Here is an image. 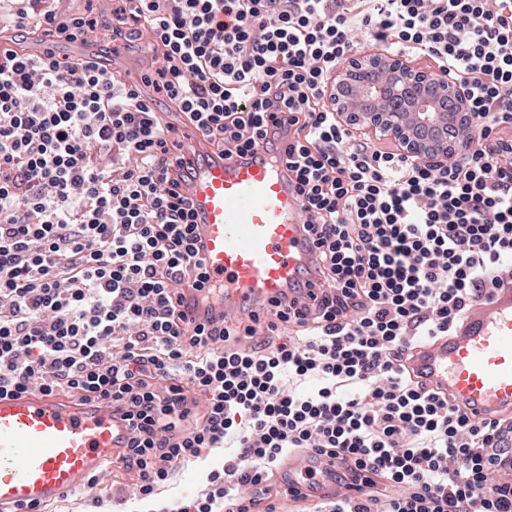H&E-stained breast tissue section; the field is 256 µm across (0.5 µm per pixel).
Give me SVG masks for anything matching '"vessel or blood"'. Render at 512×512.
<instances>
[{"label":"vessel or blood","instance_id":"1","mask_svg":"<svg viewBox=\"0 0 512 512\" xmlns=\"http://www.w3.org/2000/svg\"><path fill=\"white\" fill-rule=\"evenodd\" d=\"M181 134L183 161L194 170L181 191L194 204L201 261L224 288L216 307L261 313L286 300L312 268L314 251L287 171L262 149L244 159L215 154L194 125ZM407 355L414 378L471 417L512 422V285L478 300L454 335L415 345ZM128 438L108 408L39 391L0 397V512L42 506L82 488ZM310 468L324 472L313 499L332 498L338 464L294 453L283 470L292 478Z\"/></svg>","mask_w":512,"mask_h":512}]
</instances>
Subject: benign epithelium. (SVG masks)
<instances>
[{
  "mask_svg": "<svg viewBox=\"0 0 512 512\" xmlns=\"http://www.w3.org/2000/svg\"><path fill=\"white\" fill-rule=\"evenodd\" d=\"M368 90L372 111L364 110L360 88ZM329 103L340 123L369 128L390 137L407 156L430 163L445 162L463 148L461 129L471 123L464 89L440 71H420L384 54L353 57L338 71Z\"/></svg>",
  "mask_w": 512,
  "mask_h": 512,
  "instance_id": "1",
  "label": "benign epithelium"
}]
</instances>
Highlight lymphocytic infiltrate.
Masks as SVG:
<instances>
[{
    "mask_svg": "<svg viewBox=\"0 0 512 512\" xmlns=\"http://www.w3.org/2000/svg\"><path fill=\"white\" fill-rule=\"evenodd\" d=\"M111 30L65 0H0V396L113 407L148 512H512L492 421L424 390L408 346L451 335L512 280V0H121ZM148 36L140 82L56 53ZM431 58L468 94L445 164L362 141L327 104L362 40ZM288 117L276 130V113ZM224 157L283 160L316 246L304 297L214 310L176 121ZM222 452L189 498L177 467ZM346 462L332 502L271 498L294 452Z\"/></svg>",
    "mask_w": 512,
    "mask_h": 512,
    "instance_id": "obj_1",
    "label": "lymphocytic infiltrate"
}]
</instances>
